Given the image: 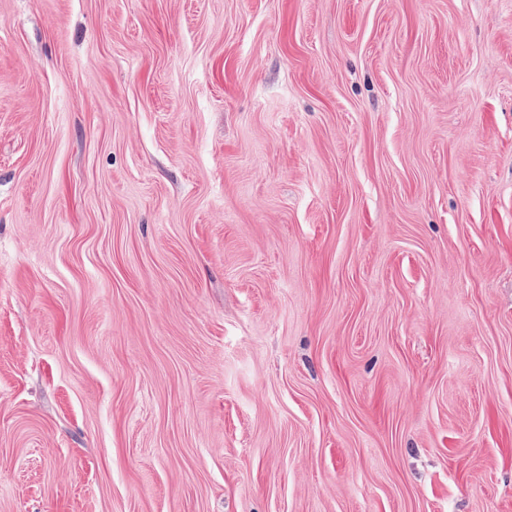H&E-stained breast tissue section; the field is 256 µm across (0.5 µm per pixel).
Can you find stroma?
I'll list each match as a JSON object with an SVG mask.
<instances>
[{"instance_id": "35a3bbf8", "label": "stroma", "mask_w": 512, "mask_h": 512, "mask_svg": "<svg viewBox=\"0 0 512 512\" xmlns=\"http://www.w3.org/2000/svg\"><path fill=\"white\" fill-rule=\"evenodd\" d=\"M0 512H512V0H0Z\"/></svg>"}]
</instances>
